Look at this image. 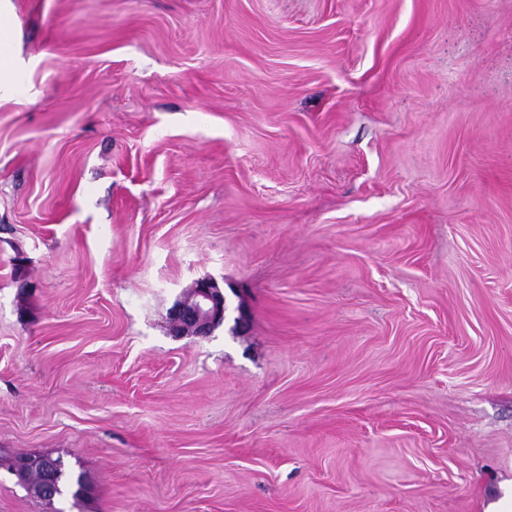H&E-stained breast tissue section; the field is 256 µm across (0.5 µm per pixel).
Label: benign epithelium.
I'll use <instances>...</instances> for the list:
<instances>
[{"label":"benign epithelium","instance_id":"benign-epithelium-1","mask_svg":"<svg viewBox=\"0 0 512 512\" xmlns=\"http://www.w3.org/2000/svg\"><path fill=\"white\" fill-rule=\"evenodd\" d=\"M225 309L226 299L218 281L214 278L198 279L190 287L188 296L172 307L173 335L209 336L224 322ZM35 467L42 470L44 480L28 488V491L40 499H54L58 495L55 478L58 470L63 467L62 460L50 455H27L15 459L12 471L17 481L25 484L29 470Z\"/></svg>","mask_w":512,"mask_h":512}]
</instances>
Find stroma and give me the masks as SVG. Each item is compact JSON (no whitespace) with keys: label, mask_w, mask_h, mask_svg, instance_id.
Returning <instances> with one entry per match:
<instances>
[{"label":"stroma","mask_w":512,"mask_h":512,"mask_svg":"<svg viewBox=\"0 0 512 512\" xmlns=\"http://www.w3.org/2000/svg\"><path fill=\"white\" fill-rule=\"evenodd\" d=\"M0 512H485L512 480V0H7ZM215 278L225 320L172 336ZM84 472L32 497L14 456Z\"/></svg>","instance_id":"1"}]
</instances>
